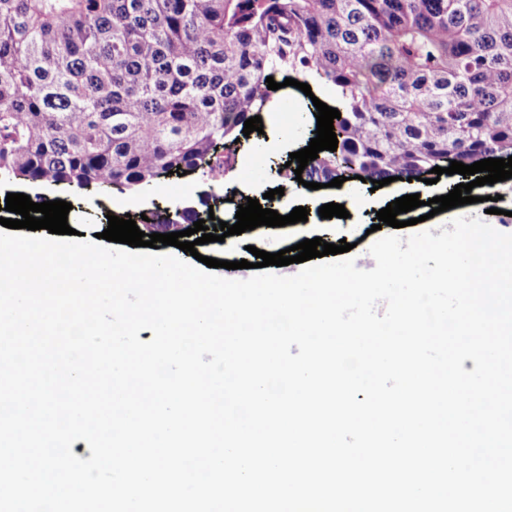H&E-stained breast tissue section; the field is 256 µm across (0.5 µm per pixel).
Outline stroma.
Returning a JSON list of instances; mask_svg holds the SVG:
<instances>
[{
  "label": "stroma",
  "instance_id": "1",
  "mask_svg": "<svg viewBox=\"0 0 512 512\" xmlns=\"http://www.w3.org/2000/svg\"><path fill=\"white\" fill-rule=\"evenodd\" d=\"M304 100L296 91L283 88L274 93L262 111V133H250L242 138L241 145L232 156L229 166L223 175V185L212 188L208 176L194 174L192 177L172 182H162L147 191H128L113 193L112 197H104L93 192L66 194V202L71 203L68 224L76 231L84 233L87 240H94L97 233L108 227V215L134 214L154 206L172 207L178 204H197L201 192L214 190L216 195L224 191H235L236 196L262 199L272 189L283 188V196L271 200L272 208L280 213L291 212L303 206L308 211V219L300 224L283 227L260 226L239 235L226 237L222 242H211L200 245L201 255L219 260L238 261L250 259L251 248H258L275 253L295 245L303 240L315 237L329 243L339 240L357 244L358 248L372 245L382 236L391 234L390 226H378L376 213L385 208L389 202L407 194L419 195L421 200L448 194L451 178L441 176L434 184L396 183L383 186L375 191L363 190L364 205L351 211L349 218L324 219L319 209L327 203H342L344 188L327 187L312 190L303 185L293 183L287 177L270 174L269 163L283 164L288 162L290 153L307 147L308 126L301 120L298 113ZM501 198L497 201V213H487L486 203H472L449 209L434 216L437 224L450 223L456 214L472 218H485L495 229L503 233H512V178L497 183ZM426 223L399 228L400 236H408L415 231H423Z\"/></svg>",
  "mask_w": 512,
  "mask_h": 512
}]
</instances>
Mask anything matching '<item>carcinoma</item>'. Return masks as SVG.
I'll return each mask as SVG.
<instances>
[{
  "mask_svg": "<svg viewBox=\"0 0 512 512\" xmlns=\"http://www.w3.org/2000/svg\"><path fill=\"white\" fill-rule=\"evenodd\" d=\"M276 75L336 87L306 179L512 156V0H0V183L210 175Z\"/></svg>",
  "mask_w": 512,
  "mask_h": 512,
  "instance_id": "cac0c4a2",
  "label": "carcinoma"
}]
</instances>
